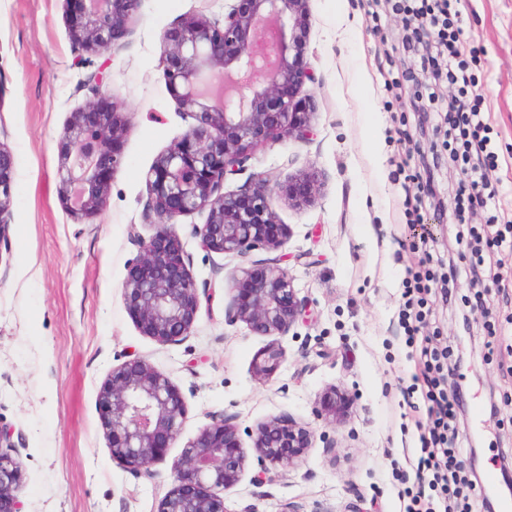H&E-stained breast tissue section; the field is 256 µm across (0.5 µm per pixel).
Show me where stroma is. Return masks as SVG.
<instances>
[{"instance_id": "obj_1", "label": "stroma", "mask_w": 512, "mask_h": 512, "mask_svg": "<svg viewBox=\"0 0 512 512\" xmlns=\"http://www.w3.org/2000/svg\"><path fill=\"white\" fill-rule=\"evenodd\" d=\"M226 3L141 0L118 45L80 58L63 0H0V140L15 162L11 253L0 259V423L11 427L23 462V512H156L184 445L225 411L237 414L247 449L251 430L279 417L316 432L294 467L264 470L248 459L224 494L230 512H404L407 490L420 484L428 413L423 367L400 321L405 281L418 270L432 275L420 333L448 351V393L465 392L452 422L463 494L470 512H484L490 497L506 512L512 493L489 488L484 476L512 462V255L478 250L470 229L491 223L512 233V0L452 4L497 152L488 173L495 205L464 224L455 219L463 164L448 135L419 129L429 94L446 103L457 88L431 85L403 0H379L374 17L367 0H309L316 80L303 93L314 135L260 149L224 184L234 191L259 172L281 182L318 172L313 204L270 200L289 228L279 266L308 315L274 337L227 322L231 277L247 261L207 254L192 235L205 217L190 214L177 230L205 295L190 335L161 345L141 333L123 290L133 235L155 232L145 174L193 123L166 91L159 38L185 15L222 16ZM100 68L127 118L125 163L103 209L79 221L59 197L57 146L71 112L90 98L86 77ZM419 196L413 224L406 203ZM476 301L484 314L471 312ZM272 343L284 357L264 381L254 361ZM135 357L170 376L187 409L148 477L113 462L97 408L103 381ZM333 386L353 398L336 428L312 414Z\"/></svg>"}]
</instances>
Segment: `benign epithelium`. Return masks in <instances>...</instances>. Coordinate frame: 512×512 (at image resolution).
<instances>
[{"label": "benign epithelium", "instance_id": "obj_1", "mask_svg": "<svg viewBox=\"0 0 512 512\" xmlns=\"http://www.w3.org/2000/svg\"><path fill=\"white\" fill-rule=\"evenodd\" d=\"M307 0H233L221 20L185 16L160 36L158 68L178 108L194 123L161 153L146 173L155 234L136 237L138 254L124 281L128 309L140 331L175 344L189 336L200 310L198 288L184 259L177 232L180 217L206 214L193 225L201 247L217 254L247 257L282 247L288 227L270 207L274 194L295 206L310 204L320 188L308 171L280 183L259 173L237 191L224 181L245 167L256 148L269 141L313 135L310 105L301 96L315 80L307 57L310 19ZM70 40L78 52H99L123 40L140 0H64ZM104 72L84 83L92 95L70 114L58 142L59 194L75 217L102 209L111 175L123 160L128 129L121 105L102 92ZM13 155L0 141V261L10 252L9 227ZM267 259L260 270L243 267L233 276L232 300L224 310L230 323L242 322L262 336L284 335L308 313L291 279ZM283 352L268 347L256 362L267 379ZM101 425L113 461L147 474L180 434L186 407L178 386L146 360L125 361L98 392ZM351 397L340 388L324 392L314 416L326 423L343 419ZM314 432L291 420L275 419L252 431L257 461L292 467L312 447ZM10 427L0 424V512H22L16 492L23 464L14 451ZM247 464L237 415L211 417L182 449L172 467L173 485L157 512H231L221 493L236 485Z\"/></svg>", "mask_w": 512, "mask_h": 512}]
</instances>
